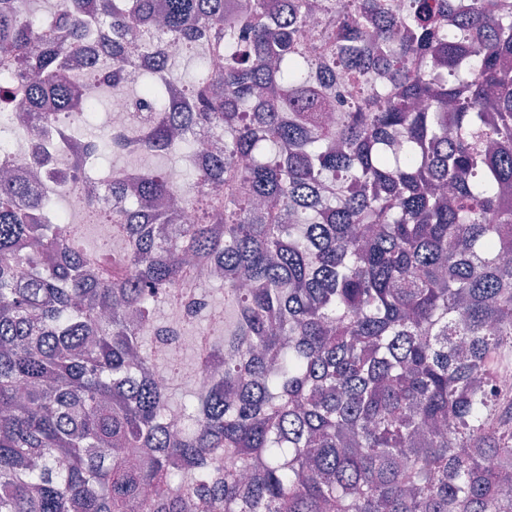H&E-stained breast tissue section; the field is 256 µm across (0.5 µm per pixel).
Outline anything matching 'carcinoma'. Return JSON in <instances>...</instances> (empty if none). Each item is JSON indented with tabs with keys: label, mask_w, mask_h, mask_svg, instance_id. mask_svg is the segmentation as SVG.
<instances>
[{
	"label": "carcinoma",
	"mask_w": 512,
	"mask_h": 512,
	"mask_svg": "<svg viewBox=\"0 0 512 512\" xmlns=\"http://www.w3.org/2000/svg\"><path fill=\"white\" fill-rule=\"evenodd\" d=\"M26 2L0 0L4 125L19 103L65 149L131 82L160 116L73 178L224 140L190 224L143 205L180 194L152 169L72 224L0 181V512H512V0H325L308 42V0ZM164 40L197 62L183 103ZM203 271L224 374L176 401L147 337Z\"/></svg>",
	"instance_id": "1"
}]
</instances>
